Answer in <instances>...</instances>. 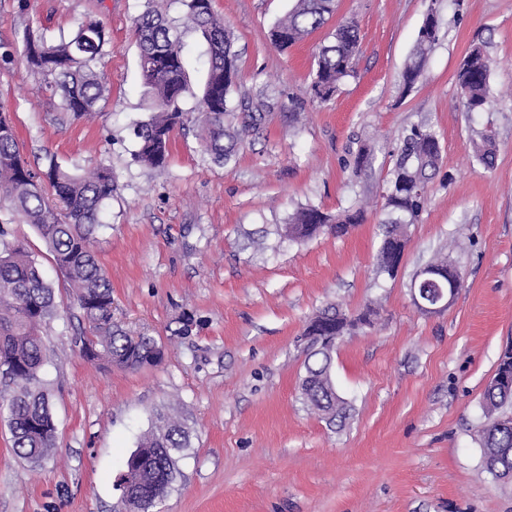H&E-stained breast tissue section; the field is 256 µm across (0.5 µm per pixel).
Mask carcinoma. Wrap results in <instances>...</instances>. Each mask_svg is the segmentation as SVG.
<instances>
[{"label":"carcinoma","mask_w":512,"mask_h":512,"mask_svg":"<svg viewBox=\"0 0 512 512\" xmlns=\"http://www.w3.org/2000/svg\"><path fill=\"white\" fill-rule=\"evenodd\" d=\"M186 18L200 31L207 43L210 65L198 98V116L184 113L179 102L193 94L178 42L171 26L156 9H147L135 20L139 46V66L146 89L148 120L135 125L136 150L132 161L151 169L165 167L174 131L192 121L198 125L202 151L217 164L235 153L241 136L257 128L260 112H239L241 127L226 128L232 115L228 107L237 73L238 55L233 39L219 23L212 0H183ZM336 0H297L288 16L270 30L271 42L286 49L320 28L333 15ZM439 40V30L418 35L402 75L404 90L410 91L421 77L427 55ZM109 33L97 19L83 22L69 40L54 41L44 30H26L22 61L26 68L43 77L59 92L63 108L75 118L96 112L103 84L93 64L109 44ZM359 30L348 22L336 28L333 40L321 47L309 90L312 98L325 102L338 90L343 79L354 72L353 61L359 49ZM491 61L476 46L465 56L457 75L459 99L464 110L473 114L486 111L491 103L489 79ZM480 162L492 167L495 138L481 133L473 142ZM441 146L429 127L413 125L400 137L390 170L384 209L380 222L378 273L393 276L407 226L417 222L428 202V184L437 170ZM374 151L362 144L353 157L359 174L371 165ZM115 184L112 171L97 167L86 175L72 173L54 159L35 171L22 154L12 123L0 108V210L21 217L47 245L61 274L75 291V301L88 330L82 342L96 353L82 355L89 361H104L126 370L158 364L161 350L147 335L131 336L112 325V286L95 253V231L100 213L112 198ZM362 208H351L331 218L320 208H298L283 225L281 236L302 244L326 230L342 234L363 220ZM55 291L41 273L39 263L24 239L0 243V370L7 368V391L0 394V407L8 412L11 447L16 455L31 462L45 459L54 446L56 427L49 395L40 376L44 362L41 327L56 315ZM374 307L351 320L337 306L330 305L309 319L304 335L311 337L314 350L305 362L300 384L305 404L331 422L346 418L347 402L336 394L330 366L333 348L321 343L325 336H343L356 325L373 326ZM485 386L482 402L487 421L479 429L484 468L493 474L512 472V422L506 415L512 409V352L500 359L497 373ZM188 447V434L180 422L168 420L140 437L136 450L124 463L120 477L126 478L128 501L137 512H158L159 497L170 491L177 475L174 452Z\"/></svg>","instance_id":"obj_1"}]
</instances>
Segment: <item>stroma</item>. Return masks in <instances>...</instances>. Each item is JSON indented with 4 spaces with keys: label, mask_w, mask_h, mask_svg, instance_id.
Masks as SVG:
<instances>
[{
    "label": "stroma",
    "mask_w": 512,
    "mask_h": 512,
    "mask_svg": "<svg viewBox=\"0 0 512 512\" xmlns=\"http://www.w3.org/2000/svg\"><path fill=\"white\" fill-rule=\"evenodd\" d=\"M151 3L176 26L187 77L201 89L207 47L185 24L182 0H0V42L17 54L29 28L66 38L93 16L109 31L93 118L73 119L14 63L0 66V107L33 169L52 159L79 174L111 169L118 192L96 251L112 322L165 351L137 371L84 359L75 339L86 323L52 255L29 225L0 226L5 240L28 242L58 304L41 332L55 447L38 466L16 456L0 414V512H114L115 478L160 413L189 431L162 512H512V484L484 470L478 437L483 389L512 348V0H336L327 23L285 51L268 33L295 0H213L239 53L231 101L249 99L264 119L223 165L187 124L161 170L131 160L132 129L147 117L134 21ZM430 11L439 40L406 94L402 72ZM348 19L360 28L355 73L330 101L311 102L318 51ZM477 44L491 60L493 104L471 115L456 74ZM417 124L436 132L442 163L389 277L375 270L378 224L392 153ZM488 129L490 170L473 152ZM364 142L375 161L358 175ZM307 204L332 214L361 206L365 219L339 237L281 238L279 225ZM439 254L462 286L427 314L410 284ZM331 303L352 317L378 309L374 328L336 345L331 378L351 406L339 425L299 390L303 330ZM186 313L194 323L183 335Z\"/></svg>",
    "instance_id": "stroma-1"
}]
</instances>
